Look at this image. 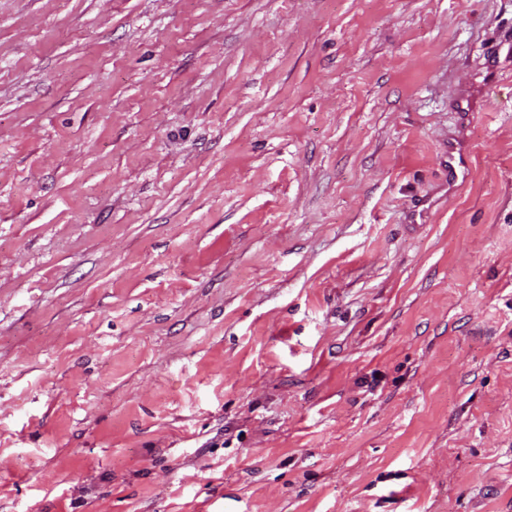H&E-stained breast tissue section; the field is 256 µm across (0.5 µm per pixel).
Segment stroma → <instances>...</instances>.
I'll use <instances>...</instances> for the list:
<instances>
[{
	"instance_id": "stroma-1",
	"label": "stroma",
	"mask_w": 512,
	"mask_h": 512,
	"mask_svg": "<svg viewBox=\"0 0 512 512\" xmlns=\"http://www.w3.org/2000/svg\"><path fill=\"white\" fill-rule=\"evenodd\" d=\"M0 512H512V0H0ZM467 167V155L464 142L454 140L448 142V183L453 185L459 173L463 174Z\"/></svg>"
}]
</instances>
